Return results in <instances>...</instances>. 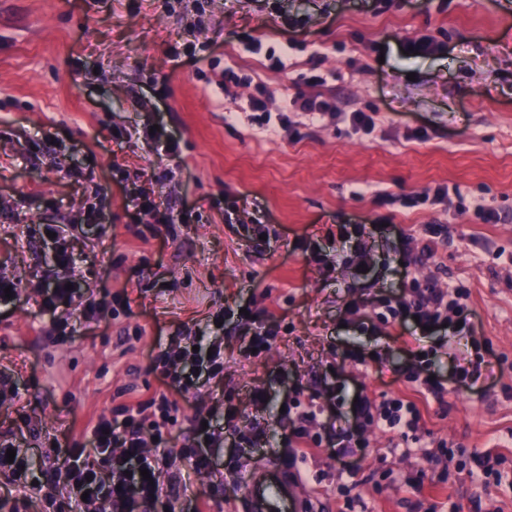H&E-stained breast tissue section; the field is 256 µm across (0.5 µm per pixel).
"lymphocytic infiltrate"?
Masks as SVG:
<instances>
[{
	"mask_svg": "<svg viewBox=\"0 0 512 512\" xmlns=\"http://www.w3.org/2000/svg\"><path fill=\"white\" fill-rule=\"evenodd\" d=\"M257 94L250 100V120L258 129L271 135L281 132L296 133L299 118L320 123L338 119L349 122L353 131L371 132L376 126L373 114L337 112L321 96L298 94L278 113L268 112L264 96L266 88L257 85ZM470 292L463 283L456 282L445 288H436L413 278L404 280L397 293L374 297L372 308L381 309L383 316L405 321L418 318L420 325L432 331L466 320L470 308ZM195 345L190 337L180 336L159 344L156 359L171 369L167 385L169 391L186 395L197 390L201 378H216L224 373V347L216 343L212 355L198 372L189 377L177 376V369L192 354ZM168 391V393H169ZM168 393H155L134 403L121 404L100 414L91 425L86 443L63 451V470L60 478L45 481L43 501L49 512H156L157 507L174 512L175 502L161 479L162 474L179 475V463H186L197 474L212 471L210 449L223 443L231 447L259 445L265 436L263 429L251 428L249 435H241L238 422L241 410L234 405L224 411V430L208 426V415L196 412L190 420L191 436L171 456L166 448L179 427L174 414L175 404ZM283 422L291 431L288 447L299 455L321 449L322 429L336 423L340 415L335 403L316 404L313 398L299 395L286 397ZM351 415L359 430H378L395 434L399 443L415 445L419 452L435 448L448 458L463 457L469 462L467 473L481 484L501 483L507 474L499 467V460L491 452L468 449L459 445L439 442L429 445L427 432L421 423L416 405L402 397L376 401L366 394L358 395L351 406Z\"/></svg>",
	"mask_w": 512,
	"mask_h": 512,
	"instance_id": "f902f5d3",
	"label": "lymphocytic infiltrate"
}]
</instances>
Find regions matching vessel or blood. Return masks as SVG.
Returning a JSON list of instances; mask_svg holds the SVG:
<instances>
[{
  "label": "vessel or blood",
  "mask_w": 512,
  "mask_h": 512,
  "mask_svg": "<svg viewBox=\"0 0 512 512\" xmlns=\"http://www.w3.org/2000/svg\"><path fill=\"white\" fill-rule=\"evenodd\" d=\"M316 509L295 463L284 458L248 469L244 512H316Z\"/></svg>",
  "instance_id": "obj_1"
}]
</instances>
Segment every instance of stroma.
Wrapping results in <instances>:
<instances>
[{
  "mask_svg": "<svg viewBox=\"0 0 512 512\" xmlns=\"http://www.w3.org/2000/svg\"><path fill=\"white\" fill-rule=\"evenodd\" d=\"M0 0V273L19 297L0 304V373L18 383L0 404V439L57 472L56 445L84 442L87 425L112 406L162 389L156 341L180 331L224 343V377L178 398V418L197 410L224 420L232 394L242 431L264 429V448H215L209 475L185 471L173 493L203 494L206 512H242L250 466L284 454L278 420L293 386L336 390L349 412L361 391L415 399L433 439L504 453L512 468V0ZM260 39L253 53L243 35ZM428 36L445 48L405 53ZM241 79L232 96L224 69ZM340 112L377 115L371 134L346 124L271 136L247 119L257 84L278 112L307 80ZM164 125L176 158L131 128ZM424 128L422 140L409 139ZM446 187L448 197L431 201ZM153 194L179 221L155 224L128 204ZM418 198L417 206L401 202ZM500 215L482 223L476 204ZM103 218L89 225V211ZM395 225L372 244L364 288L350 269L323 275L296 237L313 235L335 257L341 224ZM62 224L59 243L42 227ZM441 225L437 264L401 266L399 232ZM101 314L77 305L41 313L56 247ZM411 275L438 286L463 282L474 311L463 332L419 335L414 322L351 315L364 293L388 292ZM285 325L259 358L244 354L232 311L243 302ZM223 327H216V318ZM494 376L468 386L452 353L475 354ZM447 379V408L415 398V365ZM270 401L254 407L251 389ZM347 455L327 448L301 462L320 512H512V485L485 488L446 461L391 447L368 432ZM448 477L447 495L433 486Z\"/></svg>",
  "mask_w": 512,
  "mask_h": 512,
  "instance_id": "stroma-1",
  "label": "stroma"
}]
</instances>
